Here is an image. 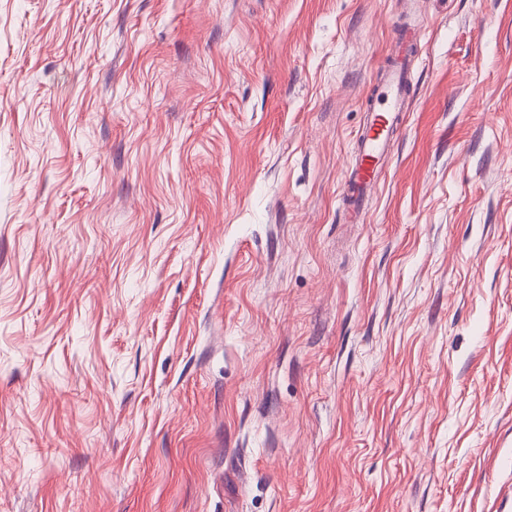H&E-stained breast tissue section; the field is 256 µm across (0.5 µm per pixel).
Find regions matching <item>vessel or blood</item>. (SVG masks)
I'll use <instances>...</instances> for the list:
<instances>
[{
	"instance_id": "vessel-or-blood-1",
	"label": "vessel or blood",
	"mask_w": 512,
	"mask_h": 512,
	"mask_svg": "<svg viewBox=\"0 0 512 512\" xmlns=\"http://www.w3.org/2000/svg\"><path fill=\"white\" fill-rule=\"evenodd\" d=\"M419 43L415 32L398 35L397 60L381 74L376 86L377 103L368 109L366 120L357 133L359 153L347 180L348 214L354 222L363 219L366 196L375 184L379 163L403 124L404 102L412 84L409 62Z\"/></svg>"
}]
</instances>
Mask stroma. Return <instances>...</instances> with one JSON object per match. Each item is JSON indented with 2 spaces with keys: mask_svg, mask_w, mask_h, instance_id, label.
Masks as SVG:
<instances>
[{
  "mask_svg": "<svg viewBox=\"0 0 512 512\" xmlns=\"http://www.w3.org/2000/svg\"><path fill=\"white\" fill-rule=\"evenodd\" d=\"M0 512H512V0H0ZM419 43L413 31L398 35L396 63L381 74L376 86L378 102L367 110L365 123L357 133L359 153L347 180L348 214L354 222L363 219L366 196L375 184L381 158L403 124L404 102L412 85L409 62Z\"/></svg>",
  "mask_w": 512,
  "mask_h": 512,
  "instance_id": "1",
  "label": "stroma"
}]
</instances>
